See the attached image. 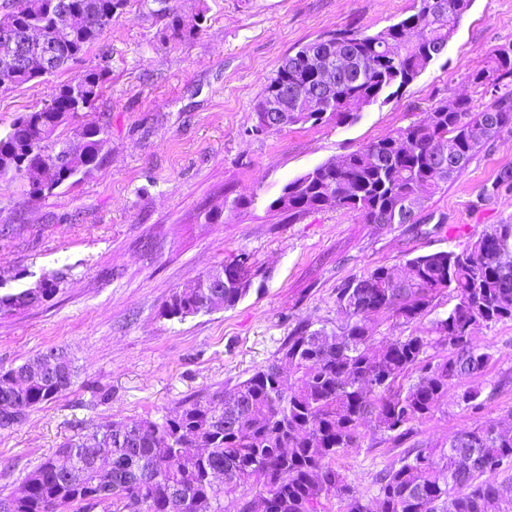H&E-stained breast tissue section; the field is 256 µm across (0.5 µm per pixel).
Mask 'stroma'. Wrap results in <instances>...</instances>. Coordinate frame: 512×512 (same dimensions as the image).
I'll return each mask as SVG.
<instances>
[{"instance_id":"stroma-1","label":"stroma","mask_w":512,"mask_h":512,"mask_svg":"<svg viewBox=\"0 0 512 512\" xmlns=\"http://www.w3.org/2000/svg\"><path fill=\"white\" fill-rule=\"evenodd\" d=\"M173 14L204 12L195 38L165 41L172 14L157 0H126L99 47L50 81L0 91V132L39 108L52 89L80 81L111 55L104 92L81 125L108 123L100 163L74 186L32 197L0 185V285L13 291L63 272L42 303L0 314V369L53 348L78 377L66 393L0 428V491L55 457L69 438L109 420L161 418L192 395L244 379L273 358L300 321L336 319L343 280L378 266L461 250L493 224L512 222V131L480 147L463 174L423 198L411 224H365L324 209L289 221L270 203L291 180L425 118L438 102L494 98L470 76L486 54L512 43V0H473L443 55L413 82L373 103L349 125L253 133V106L286 55L342 28L374 34L411 14L414 0H169ZM246 198L232 210L228 201ZM251 257L249 294L230 309L171 320L162 305L225 258ZM491 358L474 414L448 394L419 428L445 442L491 419L512 422V322L476 333ZM400 451L373 428L336 467L356 496L376 494L374 476Z\"/></svg>"}]
</instances>
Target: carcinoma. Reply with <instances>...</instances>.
I'll return each instance as SVG.
<instances>
[{
    "label": "carcinoma",
    "instance_id": "obj_1",
    "mask_svg": "<svg viewBox=\"0 0 512 512\" xmlns=\"http://www.w3.org/2000/svg\"><path fill=\"white\" fill-rule=\"evenodd\" d=\"M52 0H3L0 28L16 33L58 27L62 45L51 71L40 64L21 72L8 61L0 41V89L35 79L49 80L84 57L121 9L124 0H71L80 14L57 18ZM472 0H416L414 12L374 35L353 28L326 34L331 44H347L354 63L336 81L325 115L288 113V125L354 122L383 95H394L439 58L438 49L455 34ZM415 23L422 31L412 43L403 35ZM109 55L86 70L76 84L53 90L39 108L18 117L0 134V181L29 175L31 195L73 185L97 166L108 142L105 124L84 125L78 143L57 138V129L91 108L102 95ZM512 44L492 49L471 82L497 93L476 111L459 99L455 110L440 102L427 116L391 135L327 161L289 181L269 209L294 221L336 208L358 215L365 224H412L423 194L433 195L461 176L482 141L512 129ZM283 83H304V69H276L256 100L263 102ZM69 155L56 167L43 160ZM451 155L460 164L439 167ZM246 253L231 255L214 269L226 274L213 298L207 288L176 290L163 305L166 316L184 320L220 306L234 307L249 293L252 276ZM62 281L44 274L33 287L0 294V313L31 306L53 296ZM454 302L430 322L423 335L383 336L381 328L412 324L435 308ZM336 321L318 328L298 322L273 359L246 379L181 402L158 420L131 425L104 421L87 434L63 443L64 463L47 459L25 477L20 491L0 492V512H326L340 497L345 512H512V434L486 420L462 430L446 443L415 439L417 425L430 418L448 388L463 377L482 375L490 354L474 342L482 327L512 321V222L492 224L460 252L419 255L400 266H378L367 275L345 279L336 288ZM437 345L442 355H431ZM69 376L54 381L20 372L32 363L0 370V403L14 406L6 418L22 423L40 404L75 382L77 370L62 349ZM460 406L474 414L484 408L481 389L458 393ZM242 419L236 430L223 417ZM372 424L396 445L409 443L399 457L374 477L375 498L350 494L336 457L362 447V429ZM112 462L110 493L101 494L104 465Z\"/></svg>",
    "mask_w": 512,
    "mask_h": 512
}]
</instances>
